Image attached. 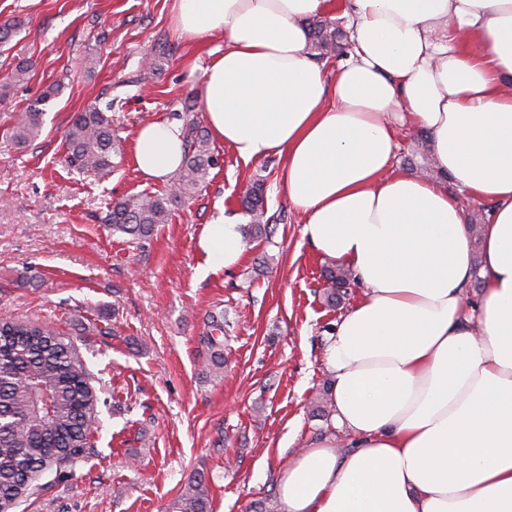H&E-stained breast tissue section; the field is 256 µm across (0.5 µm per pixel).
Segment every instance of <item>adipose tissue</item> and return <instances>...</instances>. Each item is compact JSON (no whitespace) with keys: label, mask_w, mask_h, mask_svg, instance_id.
I'll return each instance as SVG.
<instances>
[{"label":"adipose tissue","mask_w":512,"mask_h":512,"mask_svg":"<svg viewBox=\"0 0 512 512\" xmlns=\"http://www.w3.org/2000/svg\"><path fill=\"white\" fill-rule=\"evenodd\" d=\"M329 0H174L185 39L224 35L204 71L214 136L244 161L271 154L319 254L363 296L324 359L334 427L279 475V512H512V0H341L352 51L327 80L307 22ZM428 132L438 179L391 170L396 127ZM166 120L139 128L148 180L181 166ZM491 201L473 265L466 215L441 181ZM214 218L207 269L243 256ZM479 307L467 304L474 271Z\"/></svg>","instance_id":"adipose-tissue-1"}]
</instances>
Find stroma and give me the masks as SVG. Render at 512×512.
I'll list each match as a JSON object with an SVG mask.
<instances>
[{
    "label": "stroma",
    "instance_id": "35a3bbf8",
    "mask_svg": "<svg viewBox=\"0 0 512 512\" xmlns=\"http://www.w3.org/2000/svg\"><path fill=\"white\" fill-rule=\"evenodd\" d=\"M173 0H0V22L18 30L0 48V317L48 324L73 341L100 402L92 448L72 477L43 474L41 490L16 512H175L189 478L202 474L209 512H260L279 471L332 428L318 414L327 393L325 339L359 298L349 288L325 305L323 271L302 234L303 218L281 186V161H241L218 140L203 185L174 202L150 241L129 243L104 218L112 200L168 193L141 177L135 136L144 124L194 120L203 74L224 38L177 37ZM160 69H153L152 59ZM26 81L13 83L17 64ZM58 94L41 102L43 90ZM196 102L184 112L185 100ZM111 103L118 146L109 175L80 174L67 162L64 132L75 113ZM42 104L40 136L12 138L18 112ZM396 173L422 168L415 128L396 132ZM262 183L268 226L238 266L203 272L199 239L216 215L247 225L240 198ZM224 317L220 374L205 367L211 316ZM115 329L103 344L96 327Z\"/></svg>",
    "mask_w": 512,
    "mask_h": 512
}]
</instances>
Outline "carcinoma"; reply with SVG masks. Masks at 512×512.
I'll list each match as a JSON object with an SVG mask.
<instances>
[{
	"label": "carcinoma",
	"mask_w": 512,
	"mask_h": 512,
	"mask_svg": "<svg viewBox=\"0 0 512 512\" xmlns=\"http://www.w3.org/2000/svg\"><path fill=\"white\" fill-rule=\"evenodd\" d=\"M316 58L343 52L346 37L331 21L308 23ZM106 109L91 107L77 113L65 132L68 161L81 171H112V119ZM43 111L33 105L22 113L13 127V139L25 144L39 135ZM185 153L176 184L163 195H133L113 201L106 223L114 233L133 240L150 237L155 229L168 223L171 205L206 181L215 165L207 136L195 123L184 130ZM242 208L253 216L263 213L264 191L261 185L247 190ZM330 283L326 301L334 306L341 300L339 289L350 284L348 270H326ZM211 328L218 335L205 337L211 349L210 370L224 368V316L211 317ZM99 402L90 383L87 367L75 356L64 334L48 325L0 317V512H13L32 495L31 483L47 471L55 478L68 477L76 462L90 447L88 422ZM208 488L201 478H192L176 502L177 512H209Z\"/></svg>",
	"instance_id": "cac0c4a2"
}]
</instances>
